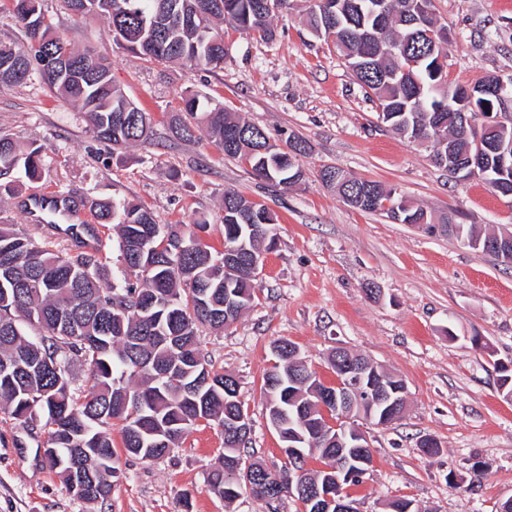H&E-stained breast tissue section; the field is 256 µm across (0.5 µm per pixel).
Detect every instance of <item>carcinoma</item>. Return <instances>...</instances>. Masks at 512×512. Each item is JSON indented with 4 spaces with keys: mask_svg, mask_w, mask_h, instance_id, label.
Masks as SVG:
<instances>
[{
    "mask_svg": "<svg viewBox=\"0 0 512 512\" xmlns=\"http://www.w3.org/2000/svg\"><path fill=\"white\" fill-rule=\"evenodd\" d=\"M15 23L25 41H0V83L21 84L31 71L61 99L85 112L95 137L122 150L148 136L149 114L129 101L112 83L111 67L87 70L82 77L54 66L62 56L96 59L74 49L59 34L41 6V0H11ZM81 15L93 14L107 23L113 40L147 62L178 61L189 67L224 63V39L213 28L222 19L241 31L271 39L275 12L266 0H65ZM390 17L376 29L375 0H342L343 10L333 15L325 5L309 0L307 23L311 29L330 31L336 49L357 81L378 102V119L408 139L435 123L441 135L420 136L432 148L431 160L440 167L452 149L470 143L457 136L463 117L475 118L497 109L493 95L461 111L441 108L442 90L433 84L446 76V55L433 46L429 29L411 24L416 0H390ZM408 68L406 79L390 73ZM170 127L179 138L193 137L192 118L203 125L225 156L239 159L258 180L289 188L287 180L298 170L288 153L276 149L259 152L267 134L258 126L226 111L221 104L199 106L195 96L183 99ZM41 148L22 149L13 136L0 129V197L14 196L13 174L22 168L38 178ZM334 187L342 200L372 195L359 210L422 224L428 230L455 237L477 250L489 234L473 224H456L449 215L435 218L379 182L353 178L336 169ZM80 205L103 224L118 229V248L135 281L108 286L95 256L57 249L37 241L14 224L0 223V411L26 426L41 421L47 433L44 459L71 485L68 461L76 456L87 473L82 500L104 503L119 478L118 455L108 434L112 422L122 423L126 454L145 460L163 457L203 417L224 432V455L208 483L214 494L231 503L242 492L273 505L281 493L303 482L322 484L337 478L341 487L356 484L336 471L305 470L307 459L333 466L335 433L312 395L316 377L302 356L288 350L290 341L276 340L272 365L266 373L267 418L291 424L304 439L296 446L304 453H285L288 465L269 471L268 484L279 489H257L255 472L225 483V471L236 461L261 462L249 451L250 439L239 435L233 420L248 414L238 379L214 369L205 357L199 329L224 327V297L237 300L236 310L252 306L257 281L243 272L229 283L213 279L210 270L224 259L193 238L181 225L155 223L151 213L127 200H80ZM277 218L267 207L242 194L224 192V246L255 251L267 247L259 233L272 229ZM158 295L164 306L147 318L131 309ZM35 327L40 336L26 332ZM79 362L89 370L92 385L79 396L72 392L70 367Z\"/></svg>",
    "mask_w": 512,
    "mask_h": 512,
    "instance_id": "carcinoma-1",
    "label": "carcinoma"
}]
</instances>
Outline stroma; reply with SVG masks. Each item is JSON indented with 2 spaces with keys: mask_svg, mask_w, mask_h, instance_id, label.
<instances>
[{
  "mask_svg": "<svg viewBox=\"0 0 512 512\" xmlns=\"http://www.w3.org/2000/svg\"><path fill=\"white\" fill-rule=\"evenodd\" d=\"M42 4L75 48L108 59L113 83L149 113L150 132L115 151L95 138L78 106L39 80L0 84V129L42 149L41 179L15 172L18 195L0 201V221L34 232L19 201L32 191L114 197L143 206L159 224L205 220L203 241L216 253L224 249L225 191L266 205L277 216L275 245L256 303L233 325L200 332L215 369L240 382L256 457L272 469L286 462L262 391L271 343H295L325 383L335 379L332 353L344 347L407 390L400 419L364 427L372 466L347 489L358 512H386L398 497L421 512H500L512 498V398L500 387L501 367L512 368V267L452 237L361 212L320 171L334 166L380 181L485 230H512V200L480 179L450 175L429 149L388 130L333 42L306 27V0L273 16L271 41L219 24L223 64L192 69L119 48L102 20L74 15L64 0ZM433 12L448 31L449 84L512 78V0H433ZM186 94L224 105L279 145L304 140L301 182L281 190L256 180L205 132L175 138L169 115ZM426 437L439 442L438 453L421 451ZM45 440L41 427L0 412V512H303L288 493L273 511L247 494L230 504L213 494L207 477L224 453L213 425L196 426L161 459L120 456L121 475L101 504L67 490L41 458Z\"/></svg>",
  "mask_w": 512,
  "mask_h": 512,
  "instance_id": "35a3bbf8",
  "label": "stroma"
}]
</instances>
